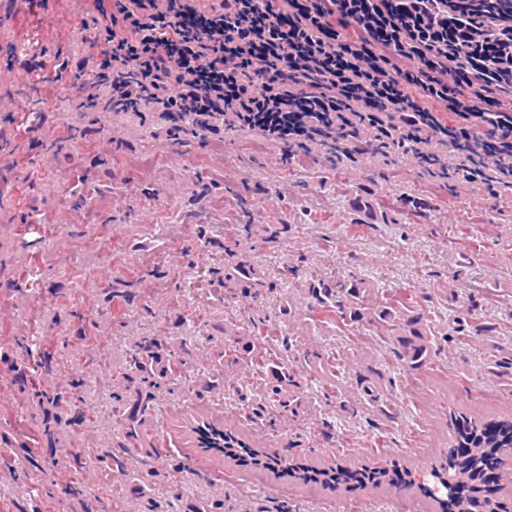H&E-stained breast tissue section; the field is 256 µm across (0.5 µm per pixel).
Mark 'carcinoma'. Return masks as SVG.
Listing matches in <instances>:
<instances>
[{
	"mask_svg": "<svg viewBox=\"0 0 512 512\" xmlns=\"http://www.w3.org/2000/svg\"><path fill=\"white\" fill-rule=\"evenodd\" d=\"M310 293L320 310L336 321V328L351 333L364 323H378L390 333L393 350L407 369L416 371L431 360L438 331L431 319L425 316L422 306L413 297L398 294L382 295L379 289L362 279H346L338 275L311 284ZM259 371L267 370L275 375L276 384L271 386V403L294 409L300 405L301 384L295 379L293 367L274 354L261 350L250 351L244 356ZM306 365H318L320 370L338 375L346 370L342 359L330 352L307 350L303 353ZM157 362L152 352L140 349L131 355L130 366L148 379L154 374ZM487 372L497 377L512 376V355L495 358L488 363ZM363 392L372 406L386 418H391L390 406L384 402L377 387L367 384ZM457 444L448 451L433 468V473L449 472L456 478L455 494L444 503L445 512H512L504 505L488 498L483 485L484 469L474 468V460L482 464L500 465L502 456L512 454V421L477 423L464 416L455 422ZM202 447L235 455L238 441L232 435L212 427L200 432ZM324 483L340 484L350 475L340 466L329 471H313V476H303Z\"/></svg>",
	"mask_w": 512,
	"mask_h": 512,
	"instance_id": "obj_1",
	"label": "carcinoma"
}]
</instances>
